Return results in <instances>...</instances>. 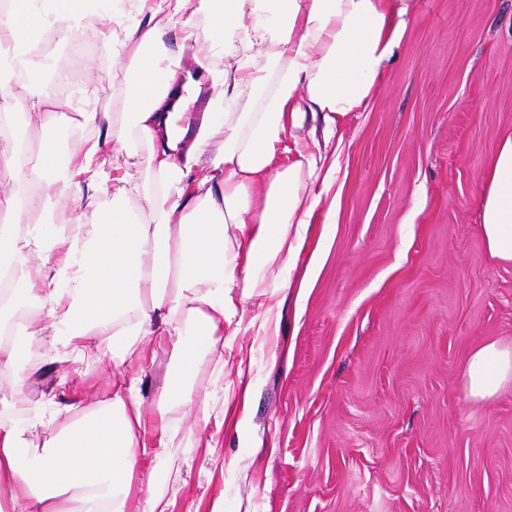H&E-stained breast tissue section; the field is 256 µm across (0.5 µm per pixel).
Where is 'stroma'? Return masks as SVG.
<instances>
[{
	"label": "stroma",
	"instance_id": "1",
	"mask_svg": "<svg viewBox=\"0 0 512 512\" xmlns=\"http://www.w3.org/2000/svg\"><path fill=\"white\" fill-rule=\"evenodd\" d=\"M165 38L192 48L210 32L201 0ZM133 47L59 49L47 70L77 72L83 92L51 114L69 148L99 130L84 113L109 109L125 126ZM512 132V0H418L373 97L344 124L336 185L316 226H328L303 300L274 294V336H224V372L203 373L192 400L160 414L169 359L124 365L140 373L151 430L177 437L159 468L171 512H512V383L469 395L467 358L483 344L512 349V264L490 257L477 189L488 150ZM252 347V397L238 426L224 423L235 356ZM40 376L0 367V419L12 395L52 417L54 402L108 399L112 380L93 358L71 372L61 347L40 349Z\"/></svg>",
	"mask_w": 512,
	"mask_h": 512
}]
</instances>
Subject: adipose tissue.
I'll use <instances>...</instances> for the list:
<instances>
[{
  "label": "adipose tissue",
  "instance_id": "ef3b65f1",
  "mask_svg": "<svg viewBox=\"0 0 512 512\" xmlns=\"http://www.w3.org/2000/svg\"><path fill=\"white\" fill-rule=\"evenodd\" d=\"M189 0H138L146 24L124 27L136 47L137 72L126 119L153 152L143 176L126 150L117 161L101 143L58 151L48 136V103L28 84L53 50L45 35L73 40L91 17L111 46L113 0H0V49L23 48L20 91L0 107V125L39 127L37 148L0 133V275L17 287L0 295V360L28 353L27 376L39 374L35 349L45 329L71 364L96 356L104 371L141 360L140 346L158 336L171 343L173 368L160 407L188 402L202 371L195 349H216L225 328L248 325L256 335L278 332L281 310L267 292H305L311 276L294 278L312 237V217L335 184L336 136L348 116L369 102L382 68L399 47L418 0H206L210 41L203 57L224 58L216 102L222 112L201 118L182 111L191 72L164 41ZM288 164L275 169L278 156ZM94 172L108 184L82 185ZM72 194L75 229L29 224L43 194ZM138 195L150 221L132 217L125 202ZM481 235L491 257L512 263V134L490 150L479 189ZM307 253V252H306ZM38 255L29 264L30 255ZM262 309L245 318L244 303ZM194 341L185 343V318ZM107 337V350L94 340ZM475 398L512 382V349L480 347L463 367ZM44 417L0 422V485L9 512H73L68 495L82 491L80 512H128L133 476L143 456L162 459L175 437L169 425L147 430L138 378L117 377L110 398L84 407L51 438L35 432Z\"/></svg>",
  "mask_w": 512,
  "mask_h": 512
}]
</instances>
